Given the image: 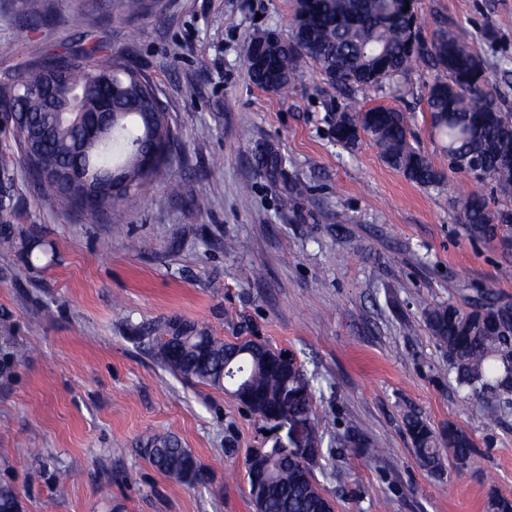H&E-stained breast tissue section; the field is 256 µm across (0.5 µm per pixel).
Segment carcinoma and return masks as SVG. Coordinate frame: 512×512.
Returning <instances> with one entry per match:
<instances>
[{"mask_svg": "<svg viewBox=\"0 0 512 512\" xmlns=\"http://www.w3.org/2000/svg\"><path fill=\"white\" fill-rule=\"evenodd\" d=\"M145 0H115L113 15L128 20L146 12ZM292 35L278 40L279 49L263 69L256 66L252 48L245 62L254 83L282 92L302 78L300 62L310 61L326 79V92L356 90L362 93L384 87L407 91L405 82L420 59L437 72L427 86L426 109L431 133L444 141L443 159L448 170L468 174L476 189L463 197V223L477 235L500 232L512 240V112L503 104L487 64L463 39L446 27L437 29L431 41L421 38L415 0H310L306 18L295 9ZM64 84L77 89L82 108L91 110L105 92L118 106H133L141 112L156 108L148 92L149 81L120 56L97 48L56 54L47 66H32L12 82L4 110L43 118L47 129L46 149L61 164L72 166L90 161L92 177L114 167L112 149L128 156L127 142L139 140L136 117L126 119V142L109 139L101 146L78 145L73 115L59 117L37 111V99L29 92L37 86ZM409 117L400 109L377 106L364 111L347 109L333 125L336 144L355 148L362 135L369 136L382 160L407 180L420 186L440 184L442 164L415 147L410 139ZM21 162L31 167L36 154L25 152V132L13 123ZM479 165L486 174L473 173ZM161 172L129 171L135 193H141ZM492 184L493 195L483 193ZM43 197L53 205L86 213V187L60 175L36 179ZM424 319L431 335L448 355L459 388L474 397L489 416L512 395V305L501 301L496 289L485 286L476 292L470 308L453 304L428 308ZM135 340L154 346L162 365L182 381L206 385L237 396L251 388L253 400L244 403L253 415L264 418L280 408L284 380L279 371L263 361L272 348L251 339L226 342L194 324L182 325L178 334L171 322L162 321L135 329ZM26 357L24 346L0 338V374ZM413 451L432 473L443 471V453L453 464L468 465L474 446L468 433L448 425L441 433L415 414L405 417ZM143 451L161 473L186 485H202L207 476L191 451L172 436L154 433L142 440ZM265 478L260 486L264 512H333V503L318 486L312 466L300 467L286 460L281 448H268L261 457ZM0 512H20L16 487L0 481Z\"/></svg>", "mask_w": 512, "mask_h": 512, "instance_id": "cac0c4a2", "label": "carcinoma"}]
</instances>
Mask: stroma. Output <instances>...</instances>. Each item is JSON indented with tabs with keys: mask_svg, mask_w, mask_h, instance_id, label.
<instances>
[{
	"mask_svg": "<svg viewBox=\"0 0 512 512\" xmlns=\"http://www.w3.org/2000/svg\"><path fill=\"white\" fill-rule=\"evenodd\" d=\"M103 2L0 0V89L37 61L98 45L150 79L177 134L146 192L90 216L49 207L0 129V224L17 239L0 246V318L30 349L0 376V480L17 487L22 512H252L244 460L287 442L288 430L225 391L185 383L131 340L132 327L170 317L296 355L328 425L331 453L313 474L335 512H487L491 494L512 497V407L493 419L464 400L423 318L487 285L512 303V278L500 276L512 250L465 232L469 175L423 188L369 138L347 149L332 135L342 108L394 107L409 113L412 143L440 161L424 101L434 71L419 65L397 97L329 94L308 61L302 82L280 94L252 81L244 56L257 35L290 36L295 0H159L127 22L108 19ZM417 8L423 38L442 26L466 38L512 107V0ZM30 11L53 21L24 26ZM267 148L285 158L284 177L259 167ZM172 180L183 196L169 193ZM294 183L303 192L283 205ZM28 238L48 254L18 280ZM410 413L437 431L466 430L473 462L422 468ZM153 432L189 448L207 485L154 469L140 449Z\"/></svg>",
	"mask_w": 512,
	"mask_h": 512,
	"instance_id": "35a3bbf8",
	"label": "stroma"
}]
</instances>
